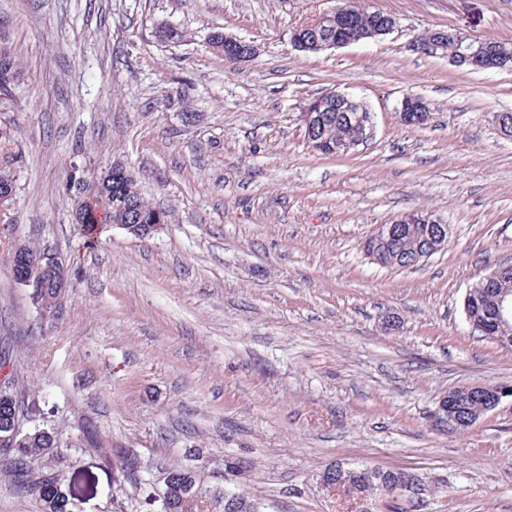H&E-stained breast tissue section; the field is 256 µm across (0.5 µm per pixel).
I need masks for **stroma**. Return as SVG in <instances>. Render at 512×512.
<instances>
[{"mask_svg":"<svg viewBox=\"0 0 512 512\" xmlns=\"http://www.w3.org/2000/svg\"><path fill=\"white\" fill-rule=\"evenodd\" d=\"M390 34L303 52L294 27L336 0H0V43L19 61L0 104V337L21 426L47 428L71 464L73 512H157L165 472L195 450L201 480L259 512H361L322 490L336 461L405 468L418 500L370 512H512V398L464 431L439 401L512 385V348L472 333L470 286L512 261V70L414 51L457 29L512 42V0H366ZM178 31L162 38V27ZM224 32L258 48L229 63ZM336 91L373 114L342 156L309 146L301 114ZM431 119L400 123L406 96ZM121 161L167 222L141 238L75 224L72 175ZM411 210L450 227L439 252L382 267L363 249ZM24 243L69 270L54 322L12 275ZM134 458V474L123 458Z\"/></svg>","mask_w":512,"mask_h":512,"instance_id":"obj_1","label":"stroma"}]
</instances>
